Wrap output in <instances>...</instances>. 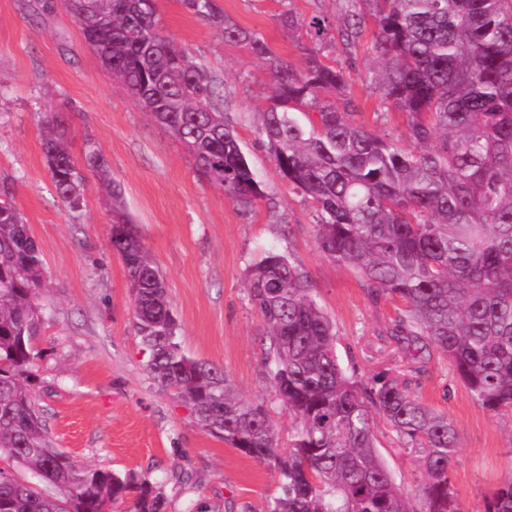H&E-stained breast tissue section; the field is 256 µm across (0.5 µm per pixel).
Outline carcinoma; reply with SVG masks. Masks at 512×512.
Wrapping results in <instances>:
<instances>
[{
    "instance_id": "obj_1",
    "label": "carcinoma",
    "mask_w": 512,
    "mask_h": 512,
    "mask_svg": "<svg viewBox=\"0 0 512 512\" xmlns=\"http://www.w3.org/2000/svg\"><path fill=\"white\" fill-rule=\"evenodd\" d=\"M191 15L246 47L272 79L258 130L279 175L312 204L321 253L354 270L374 298L399 301L394 335L408 350L436 349L475 404L512 411V0H346L336 19L303 21L281 0L287 32L305 31L301 66L224 16L217 0H179ZM83 42L134 104L166 128L197 176L242 211L267 198L223 88L159 25L156 0H62ZM384 102L408 116L404 140L355 119L349 72L327 63L351 54L368 24ZM67 102L40 123L43 154L69 210L82 206L85 172L111 199L109 245L122 259L134 330L157 386L186 404L210 435L274 466L280 493L268 512H465L451 464L459 434L448 416L398 376L368 386L346 374L333 322L308 277L268 251L247 273L265 324L267 358L294 440L283 454L260 403L238 398L223 369L189 355L164 281L96 142L83 165L68 142ZM41 251L9 183L0 182V512H161L163 495L131 472L81 466L55 448L29 385L42 323ZM418 463L420 509L409 506L377 452L374 416ZM483 512H512V478L484 495Z\"/></svg>"
}]
</instances>
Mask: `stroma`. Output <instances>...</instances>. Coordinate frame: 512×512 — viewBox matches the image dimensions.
<instances>
[{"mask_svg":"<svg viewBox=\"0 0 512 512\" xmlns=\"http://www.w3.org/2000/svg\"><path fill=\"white\" fill-rule=\"evenodd\" d=\"M43 2L0 0V180L10 183L47 272L30 384L55 447L80 464L148 478L165 497L163 512H266L277 492L270 466L205 433L150 379L125 267L107 242L110 204L91 181L81 210L69 212L49 175L39 124L66 102L74 109L71 153L82 160L89 136L108 160L165 280L185 351L223 368L240 397L268 407L281 450L290 447L294 425L270 383L264 326L246 277L269 250L306 273L335 324L337 354L349 375L369 383L404 371L411 391L455 424L453 486L467 512H480L484 495L512 475V415L493 417L477 406L437 351L417 359L406 353L391 334L397 303L372 299L352 270L321 254L312 205L280 177L257 140L271 94L264 67L178 0H158L165 33L223 85V110L264 183L267 201L246 213L200 181L184 147L113 83L84 46L75 19L59 5L43 10ZM218 3L233 22L262 33L276 53L300 62L298 35L278 24V0ZM334 57L350 69L358 122L403 135L406 116L383 104L369 47L351 59L340 51ZM271 200L276 209L268 208ZM376 435L394 483L420 507L415 461L384 421H377Z\"/></svg>","mask_w":512,"mask_h":512,"instance_id":"obj_1","label":"stroma"}]
</instances>
